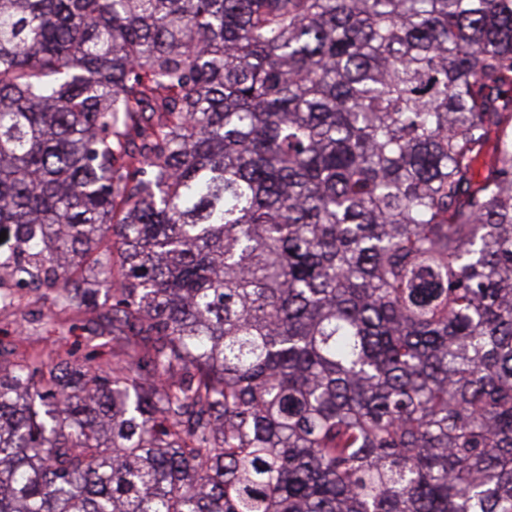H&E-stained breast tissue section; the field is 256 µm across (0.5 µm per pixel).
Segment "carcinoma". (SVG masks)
I'll list each match as a JSON object with an SVG mask.
<instances>
[{"label":"carcinoma","mask_w":512,"mask_h":512,"mask_svg":"<svg viewBox=\"0 0 512 512\" xmlns=\"http://www.w3.org/2000/svg\"><path fill=\"white\" fill-rule=\"evenodd\" d=\"M3 231L0 512H512V0H0ZM45 311L33 294L26 296L20 309L0 310V340L14 343L20 350H40L55 345L73 347L78 344L83 351L84 338L93 327L91 316L70 317L62 326L38 321Z\"/></svg>","instance_id":"carcinoma-1"}]
</instances>
